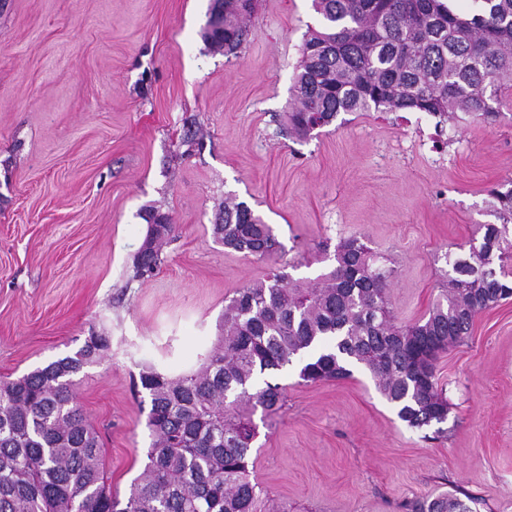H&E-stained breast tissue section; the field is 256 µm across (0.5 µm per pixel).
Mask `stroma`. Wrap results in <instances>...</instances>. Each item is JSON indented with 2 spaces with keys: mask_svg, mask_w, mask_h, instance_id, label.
<instances>
[{
  "mask_svg": "<svg viewBox=\"0 0 512 512\" xmlns=\"http://www.w3.org/2000/svg\"><path fill=\"white\" fill-rule=\"evenodd\" d=\"M210 0H0V379L111 336L77 378L125 494L149 445L132 382L178 376L220 334L236 288L271 265L225 251L226 197L270 224L294 281L322 273L318 244L356 237L396 270L391 310L437 300L446 255L494 223L488 190L512 179V88L503 118L454 123L359 112L296 140L287 131L311 0H257L237 55L202 38ZM175 239L148 279L135 256L153 213ZM444 436L399 420L362 372L304 383L280 371L285 407L254 442V477L289 512H406L453 493L512 512V299L440 354Z\"/></svg>",
  "mask_w": 512,
  "mask_h": 512,
  "instance_id": "stroma-1",
  "label": "stroma"
}]
</instances>
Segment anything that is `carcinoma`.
<instances>
[{
    "label": "carcinoma",
    "instance_id": "obj_1",
    "mask_svg": "<svg viewBox=\"0 0 512 512\" xmlns=\"http://www.w3.org/2000/svg\"><path fill=\"white\" fill-rule=\"evenodd\" d=\"M212 0L203 38L235 55L254 0ZM312 0L321 18L301 45L288 134L307 140L342 113L421 112L451 122L458 114L494 121L512 87V0ZM497 224H481L468 254H446L447 286L427 316L396 320L389 309L395 270L357 237L322 244L330 270L305 287L277 268L234 290L222 336L199 370L169 376L153 366L135 388L148 400L151 436L143 472L125 499L112 492L99 431L76 393L75 376L102 360L106 335L72 355L0 381V512H288L252 476L255 416L265 422L286 401L263 378L293 362L319 383L367 371L408 427L444 423L439 353L465 341L475 318L512 297V180L490 190ZM213 233L224 248L275 261L283 246L244 201L224 200ZM176 225L145 239L135 277L154 275ZM407 512H472L445 494L415 500Z\"/></svg>",
    "mask_w": 512,
    "mask_h": 512
}]
</instances>
